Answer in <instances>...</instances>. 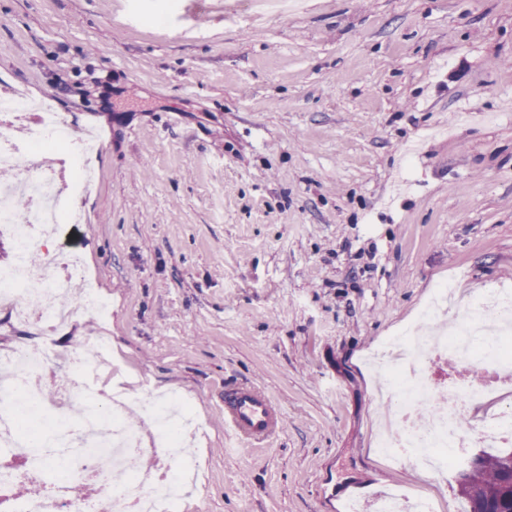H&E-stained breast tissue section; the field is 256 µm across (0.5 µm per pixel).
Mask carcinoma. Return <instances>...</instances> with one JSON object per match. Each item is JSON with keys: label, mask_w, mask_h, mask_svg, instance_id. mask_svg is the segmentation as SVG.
I'll return each mask as SVG.
<instances>
[{"label": "carcinoma", "mask_w": 512, "mask_h": 512, "mask_svg": "<svg viewBox=\"0 0 512 512\" xmlns=\"http://www.w3.org/2000/svg\"><path fill=\"white\" fill-rule=\"evenodd\" d=\"M458 484L466 488L470 512L495 507L512 512V459L505 454L479 455L462 471Z\"/></svg>", "instance_id": "cac0c4a2"}]
</instances>
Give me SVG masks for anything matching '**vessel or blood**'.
<instances>
[{
  "label": "vessel or blood",
  "instance_id": "obj_1",
  "mask_svg": "<svg viewBox=\"0 0 512 512\" xmlns=\"http://www.w3.org/2000/svg\"><path fill=\"white\" fill-rule=\"evenodd\" d=\"M285 428L276 405L259 388L239 384L224 390V437L235 450L260 448Z\"/></svg>",
  "mask_w": 512,
  "mask_h": 512
}]
</instances>
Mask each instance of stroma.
Wrapping results in <instances>:
<instances>
[{"mask_svg":"<svg viewBox=\"0 0 512 512\" xmlns=\"http://www.w3.org/2000/svg\"><path fill=\"white\" fill-rule=\"evenodd\" d=\"M0 0V94L94 132L63 240L111 304L0 349L109 337L127 383L187 403L180 512H345L400 488L466 512L376 447L370 353L440 283L512 287V0ZM286 425L224 452V387Z\"/></svg>","mask_w":512,"mask_h":512,"instance_id":"stroma-1","label":"stroma"}]
</instances>
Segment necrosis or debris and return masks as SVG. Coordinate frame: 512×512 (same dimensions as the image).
Segmentation results:
<instances>
[{
    "mask_svg": "<svg viewBox=\"0 0 512 512\" xmlns=\"http://www.w3.org/2000/svg\"><path fill=\"white\" fill-rule=\"evenodd\" d=\"M67 125L65 113L46 110L19 142L9 124L1 123L0 175H15L21 154L46 145ZM22 185L29 200L23 212L15 210L11 190L0 188V227L13 234L20 256L14 266L0 269V300L8 301L18 317L52 327L83 313L106 317V301L93 293L72 306L57 300L65 281L84 278L79 257L66 263L61 280L34 273L26 265L28 253L57 235L62 217L49 201V176H30ZM456 294L452 284H441L416 324L373 353L377 366L392 373L393 389L387 394L391 408L380 442L392 458L456 467L467 449L512 444L511 411L488 421L460 423L469 409L499 398L501 385L512 381V290L495 288L484 294L471 303L465 320L448 332L428 330V322L447 313ZM105 345L98 339L71 353L68 367L74 376L52 386V400L43 392L54 353L33 352L24 345L0 350V371L8 375L7 384L0 386V447L29 462L22 471L0 465V490L22 482L41 486L39 492L12 503L7 512H178L180 489L198 483L200 471L194 464L164 466L149 482L140 477L139 462L167 457L169 447H182L192 433L190 421L173 419L169 402L148 398V405L161 415V429L176 430L178 436L168 445L143 442L117 408L123 393L113 383L116 367ZM472 360L484 361L489 380L444 388L433 382V364L453 368ZM74 400L86 407L83 421L76 425L62 418Z\"/></svg>",
    "mask_w": 512,
    "mask_h": 512,
    "instance_id": "obj_1",
    "label": "necrosis or debris"
}]
</instances>
